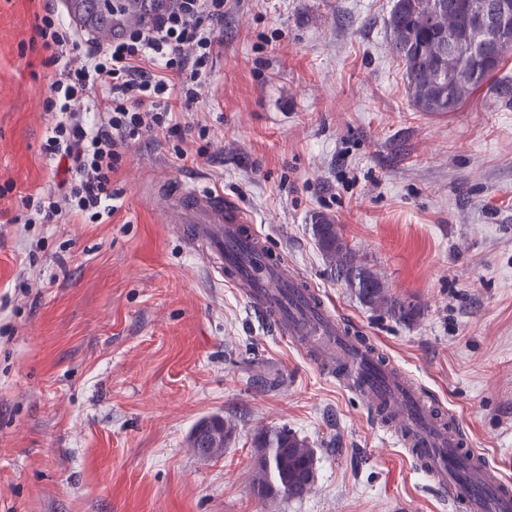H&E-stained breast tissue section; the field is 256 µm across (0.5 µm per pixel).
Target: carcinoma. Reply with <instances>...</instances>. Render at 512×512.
<instances>
[{"label": "carcinoma", "instance_id": "carcinoma-1", "mask_svg": "<svg viewBox=\"0 0 512 512\" xmlns=\"http://www.w3.org/2000/svg\"><path fill=\"white\" fill-rule=\"evenodd\" d=\"M437 2L395 0L387 22L391 48L403 64L408 92L420 112L454 111L512 50L511 31L488 54L487 62L476 60L471 52L448 57V34L460 37L468 25L462 9L465 0H444L443 9ZM312 233L329 267L360 303L397 321L417 315L415 305L392 296L385 279L358 260L340 225L323 218L312 225ZM204 422L208 434L226 443L236 433L237 425L230 418L213 415ZM253 447L254 481L264 499L302 498L311 491L316 454L305 439L286 427H270L255 434Z\"/></svg>", "mask_w": 512, "mask_h": 512}]
</instances>
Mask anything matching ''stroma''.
I'll list each match as a JSON object with an SVG mask.
<instances>
[{
  "label": "stroma",
  "instance_id": "35a3bbf8",
  "mask_svg": "<svg viewBox=\"0 0 512 512\" xmlns=\"http://www.w3.org/2000/svg\"><path fill=\"white\" fill-rule=\"evenodd\" d=\"M394 0H227L181 137L131 145L103 224H27L47 184L51 79L38 0H0V512H451L366 403L256 318L163 221L161 179L199 177L512 477V52L453 112L415 109ZM340 224L398 322L337 281L312 234ZM235 436L200 455L194 426ZM317 457L302 498L253 484V437ZM203 421V422H202ZM201 425L202 423L206 422V432L209 435L218 436L222 442V438L224 439V445H226L235 435L237 425L234 423V421L230 418H223L219 415H213L211 417L205 418L200 421ZM198 425V426H199ZM197 426V427H198ZM196 427V428H197ZM205 426L202 424L199 429L196 432L197 436V445L196 449L199 452H206L207 451V442L204 438V431Z\"/></svg>",
  "mask_w": 512,
  "mask_h": 512
}]
</instances>
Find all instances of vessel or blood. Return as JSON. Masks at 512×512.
<instances>
[{
  "label": "vessel or blood",
  "instance_id": "obj_1",
  "mask_svg": "<svg viewBox=\"0 0 512 512\" xmlns=\"http://www.w3.org/2000/svg\"><path fill=\"white\" fill-rule=\"evenodd\" d=\"M110 4L90 0L78 11L69 0H60L74 26L93 31L103 42L146 22L167 2L154 0L144 7L132 0L117 17L111 15ZM163 201L167 223L180 225L188 241L201 247L212 270L242 293L256 316L299 342L320 370L369 401L373 418L393 426L398 444L421 464L452 512H512V478L471 448L463 433L443 419L430 395L358 344L355 330L318 291L284 257L271 254L238 201L191 177L170 183Z\"/></svg>",
  "mask_w": 512,
  "mask_h": 512
}]
</instances>
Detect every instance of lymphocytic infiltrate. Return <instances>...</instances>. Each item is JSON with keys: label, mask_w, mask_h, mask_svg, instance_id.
Listing matches in <instances>:
<instances>
[{"label": "lymphocytic infiltrate", "mask_w": 512, "mask_h": 512, "mask_svg": "<svg viewBox=\"0 0 512 512\" xmlns=\"http://www.w3.org/2000/svg\"><path fill=\"white\" fill-rule=\"evenodd\" d=\"M225 0H169L148 26L103 44L67 22L55 0H44L36 33L41 64L52 72L43 101L54 124L43 150L57 181L26 195L31 224L61 220L104 223L116 207L112 178L126 150L149 133L179 131L176 111L201 97L207 66L222 40ZM84 99L85 110L73 108Z\"/></svg>", "instance_id": "lymphocytic-infiltrate-1"}]
</instances>
